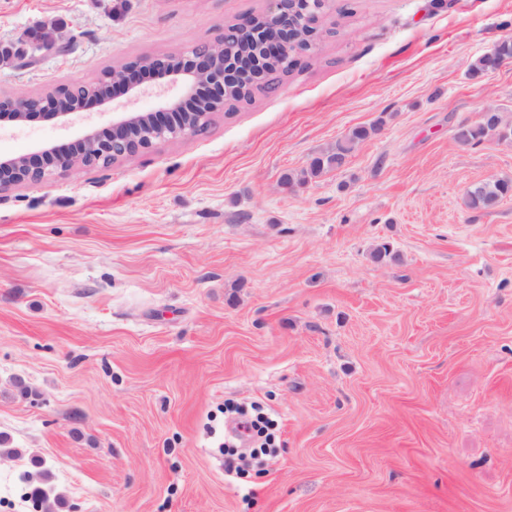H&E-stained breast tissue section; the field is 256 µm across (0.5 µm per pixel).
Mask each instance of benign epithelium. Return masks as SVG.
I'll list each match as a JSON object with an SVG mask.
<instances>
[{"instance_id": "benign-epithelium-1", "label": "benign epithelium", "mask_w": 512, "mask_h": 512, "mask_svg": "<svg viewBox=\"0 0 512 512\" xmlns=\"http://www.w3.org/2000/svg\"><path fill=\"white\" fill-rule=\"evenodd\" d=\"M266 25L259 28L253 18L244 17L235 27H224V34L215 40L198 43L190 52L178 55L174 63L157 56L151 68L160 73L167 87H176L179 95L165 100L155 112H124L112 121L107 137L94 132L85 134L67 148L43 151L41 161L23 155L0 160V190L27 181H35L75 165L96 166L105 160L132 155L151 147L156 140L189 139L199 132V123L187 118L183 100L193 88L199 89L195 100L204 106V115L224 110L228 96L235 91L263 86L271 72L263 67L266 57L284 56L296 62L297 57L313 48L321 31L300 22V0H268ZM58 45L46 32L30 35L27 48L35 51ZM140 66L133 61L121 62L106 73L104 84L120 89L130 96L138 95L135 75ZM63 95L51 97L15 96L9 98L10 109L18 121L36 114L65 117L99 101L100 95L89 94L83 83L62 86Z\"/></svg>"}]
</instances>
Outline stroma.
I'll list each match as a JSON object with an SVG mask.
<instances>
[{
  "instance_id": "1",
  "label": "stroma",
  "mask_w": 512,
  "mask_h": 512,
  "mask_svg": "<svg viewBox=\"0 0 512 512\" xmlns=\"http://www.w3.org/2000/svg\"><path fill=\"white\" fill-rule=\"evenodd\" d=\"M267 0H0V44L43 26L71 52L0 60V98L185 53ZM277 90L188 140L0 190V512H512V0H328ZM65 118H0L33 156L158 79ZM338 169L294 175L357 126ZM390 242L397 261L370 252ZM260 405L275 448L224 476L225 402ZM505 128V124L501 126L491 125L489 123L479 121L474 125H462L457 129L456 137L464 144H477L482 142L486 138L496 137L498 140H508L511 137L503 135L502 131ZM512 194V181L499 179L475 186L468 192L466 204L470 209H486Z\"/></svg>"
}]
</instances>
